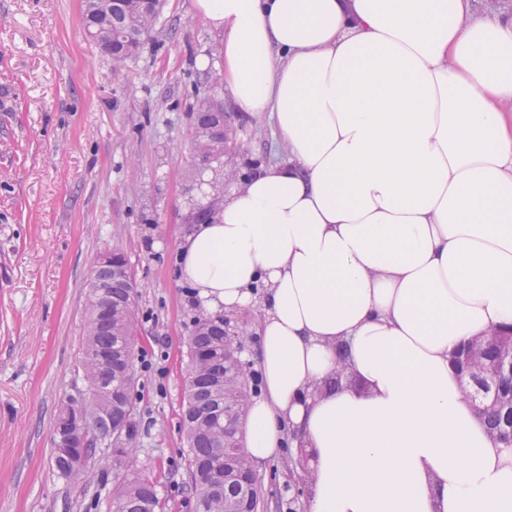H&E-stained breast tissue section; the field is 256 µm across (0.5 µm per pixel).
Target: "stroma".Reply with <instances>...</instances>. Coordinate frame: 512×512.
I'll return each instance as SVG.
<instances>
[{
	"mask_svg": "<svg viewBox=\"0 0 512 512\" xmlns=\"http://www.w3.org/2000/svg\"><path fill=\"white\" fill-rule=\"evenodd\" d=\"M83 8L0 0V512H112L117 478L132 471L156 479L164 512H187L181 417L198 310L178 246L198 182L189 112L220 76L224 30L191 0H163L116 69L86 35ZM234 127L258 164L287 160L271 116ZM115 246L137 285L139 444L121 460L101 451L92 478L72 483L52 466L54 424L83 386L87 281ZM259 472L277 512H305L290 491L306 487L302 471L279 457Z\"/></svg>",
	"mask_w": 512,
	"mask_h": 512,
	"instance_id": "1",
	"label": "stroma"
}]
</instances>
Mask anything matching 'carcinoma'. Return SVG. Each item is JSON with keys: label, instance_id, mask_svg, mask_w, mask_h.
<instances>
[{"label": "carcinoma", "instance_id": "cac0c4a2", "mask_svg": "<svg viewBox=\"0 0 512 512\" xmlns=\"http://www.w3.org/2000/svg\"><path fill=\"white\" fill-rule=\"evenodd\" d=\"M156 16L147 13L131 17L139 37L152 29ZM85 28L91 39L103 48V42H120L122 31H112V19L107 13L84 15ZM129 266L125 253L112 249V260L96 262L92 276L106 289L100 295L87 289L86 338L81 365L85 388L92 393L87 404L74 398L68 403L78 406L83 418L103 438L102 445L110 448L108 438L114 432L122 434L123 446L111 448L112 457L119 460L135 448L139 429L133 419L135 385H126L120 374L128 350L135 349L138 337V315L125 307L127 298L135 292L136 282L120 269ZM243 342L240 336L224 335V317L203 314L192 322L187 339L189 369L186 391L192 398L183 407L184 433L187 442V473L189 495L205 507V512H230L237 506L238 476L248 469L250 459L244 444L231 449V458L224 459V449L236 437L232 416H245L253 392L248 370L241 367L232 348ZM512 344V328L495 329L486 338H475L461 347L453 362L462 370L468 365L467 355L476 346L482 347L480 359L492 366L499 350ZM483 398L477 406L485 415L490 432L512 443V381L502 379L491 385L486 379L475 381ZM52 464L57 473L69 480L85 481L92 475L99 459V448L86 447L72 452L61 451L59 431L52 440ZM162 508L157 482L142 472L128 473L118 481L112 497V512H156Z\"/></svg>", "mask_w": 512, "mask_h": 512}]
</instances>
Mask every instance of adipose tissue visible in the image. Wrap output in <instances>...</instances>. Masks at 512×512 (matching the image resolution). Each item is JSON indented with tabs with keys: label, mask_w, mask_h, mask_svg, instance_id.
<instances>
[{
	"label": "adipose tissue",
	"mask_w": 512,
	"mask_h": 512,
	"mask_svg": "<svg viewBox=\"0 0 512 512\" xmlns=\"http://www.w3.org/2000/svg\"><path fill=\"white\" fill-rule=\"evenodd\" d=\"M237 111L288 161L179 244L211 313L261 306L256 463L310 453L306 512H512V446L450 362L512 326V14L472 0H193ZM348 364L357 387L322 389Z\"/></svg>",
	"instance_id": "obj_1"
}]
</instances>
